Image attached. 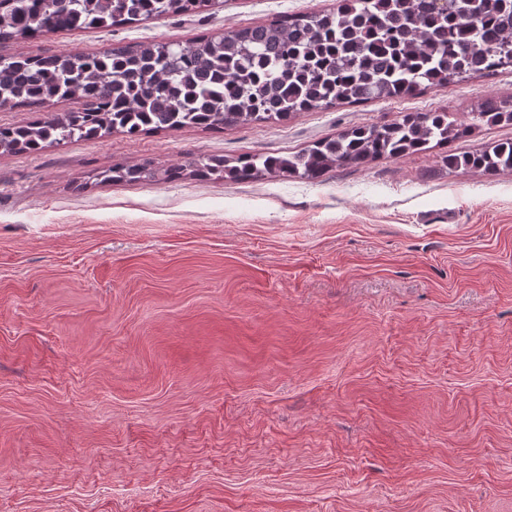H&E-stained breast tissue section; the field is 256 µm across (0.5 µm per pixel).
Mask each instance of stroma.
Masks as SVG:
<instances>
[{
    "label": "stroma",
    "instance_id": "35a3bbf8",
    "mask_svg": "<svg viewBox=\"0 0 512 512\" xmlns=\"http://www.w3.org/2000/svg\"><path fill=\"white\" fill-rule=\"evenodd\" d=\"M224 0L0 42L177 41L325 7ZM512 72L288 121L0 151V512H512V171L440 149L317 180L99 183L292 153Z\"/></svg>",
    "mask_w": 512,
    "mask_h": 512
}]
</instances>
